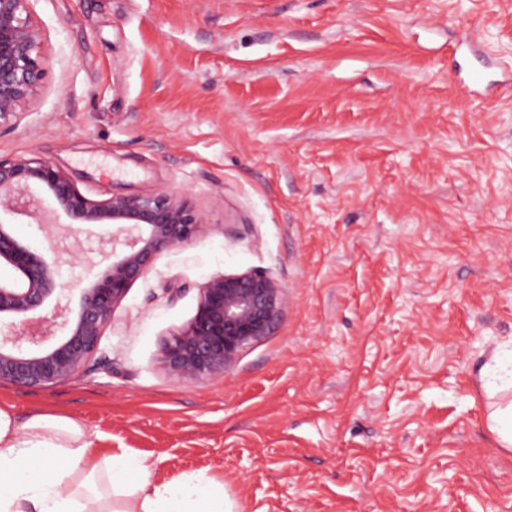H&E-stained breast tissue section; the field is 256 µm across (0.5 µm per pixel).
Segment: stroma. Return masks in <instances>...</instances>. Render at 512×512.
I'll list each match as a JSON object with an SVG mask.
<instances>
[{"label":"stroma","instance_id":"1","mask_svg":"<svg viewBox=\"0 0 512 512\" xmlns=\"http://www.w3.org/2000/svg\"><path fill=\"white\" fill-rule=\"evenodd\" d=\"M30 9L46 79L0 158L51 160L96 201L186 198L210 226L130 287L87 372L0 401L154 482L206 471L229 512H512L483 388L512 351V93L463 90L454 53L511 70L512 0ZM81 241L57 254L76 289L101 271ZM249 270L288 295L275 329L224 375L171 378L161 345L200 285Z\"/></svg>","mask_w":512,"mask_h":512}]
</instances>
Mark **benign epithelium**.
Wrapping results in <instances>:
<instances>
[{
  "instance_id": "1",
  "label": "benign epithelium",
  "mask_w": 512,
  "mask_h": 512,
  "mask_svg": "<svg viewBox=\"0 0 512 512\" xmlns=\"http://www.w3.org/2000/svg\"><path fill=\"white\" fill-rule=\"evenodd\" d=\"M30 0H0V127L10 125L43 88L42 28ZM47 198L69 220L63 234L76 236L93 225H110L101 241L105 263L96 280L80 289L78 305L61 304L71 289L59 282L54 225L38 223L41 240L16 238L19 216L37 218ZM205 211L167 193L114 195L95 201L47 159L0 160V259L25 279L0 284V380L26 388L58 385L82 373L98 350L103 328L129 288L164 251L208 230ZM49 314L40 315L48 300ZM288 304L285 289L259 271L209 277L199 288L194 317L163 343V361L174 379L192 381L224 374L238 353L268 336Z\"/></svg>"
}]
</instances>
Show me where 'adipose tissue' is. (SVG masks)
Segmentation results:
<instances>
[{"instance_id":"1","label":"adipose tissue","mask_w":512,"mask_h":512,"mask_svg":"<svg viewBox=\"0 0 512 512\" xmlns=\"http://www.w3.org/2000/svg\"><path fill=\"white\" fill-rule=\"evenodd\" d=\"M487 426L512 452V399L489 392ZM0 512H226L224 486L201 473L156 484L126 453L100 457L71 418L35 413L18 421L0 404Z\"/></svg>"}]
</instances>
